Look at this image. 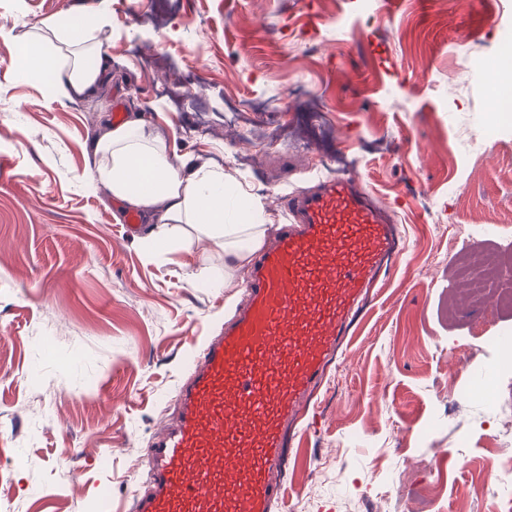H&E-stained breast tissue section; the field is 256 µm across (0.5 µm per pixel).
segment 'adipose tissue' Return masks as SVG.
<instances>
[{
  "instance_id": "adipose-tissue-1",
  "label": "adipose tissue",
  "mask_w": 512,
  "mask_h": 512,
  "mask_svg": "<svg viewBox=\"0 0 512 512\" xmlns=\"http://www.w3.org/2000/svg\"><path fill=\"white\" fill-rule=\"evenodd\" d=\"M104 17V11H97L79 27L63 15L43 20V33L26 44L20 75L50 73L54 102H73L92 93L111 67L94 37ZM92 152L102 159L95 180L154 224L155 238L162 245L172 241L171 226L197 224L223 243L224 264L236 269L244 267L251 253L262 246L266 225L247 220L249 211L260 207V197L243 196L223 171L189 164L158 145L153 125L143 114L108 123Z\"/></svg>"
}]
</instances>
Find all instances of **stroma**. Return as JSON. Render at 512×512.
I'll return each instance as SVG.
<instances>
[{
    "mask_svg": "<svg viewBox=\"0 0 512 512\" xmlns=\"http://www.w3.org/2000/svg\"><path fill=\"white\" fill-rule=\"evenodd\" d=\"M99 2L0 0V512H131L187 353L246 300L197 226L164 249L152 225L125 235L91 179L118 103L265 197L249 219L268 238L322 178L394 205L402 254L316 392L278 512H498L496 411L469 386L512 308L467 305L460 275L473 253L512 259V121L462 54L512 50V0H112L107 95L51 102L48 80L17 74L20 47ZM242 100L254 123L232 119ZM474 224L495 241L454 250Z\"/></svg>",
    "mask_w": 512,
    "mask_h": 512,
    "instance_id": "obj_1",
    "label": "stroma"
}]
</instances>
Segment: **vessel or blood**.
<instances>
[{
  "label": "vessel or blood",
  "instance_id": "obj_1",
  "mask_svg": "<svg viewBox=\"0 0 512 512\" xmlns=\"http://www.w3.org/2000/svg\"><path fill=\"white\" fill-rule=\"evenodd\" d=\"M287 215L254 260L245 305L188 353L179 421L155 437L152 488L133 512H272L280 500L285 426L398 242L389 207L353 178L291 194Z\"/></svg>",
  "mask_w": 512,
  "mask_h": 512
}]
</instances>
